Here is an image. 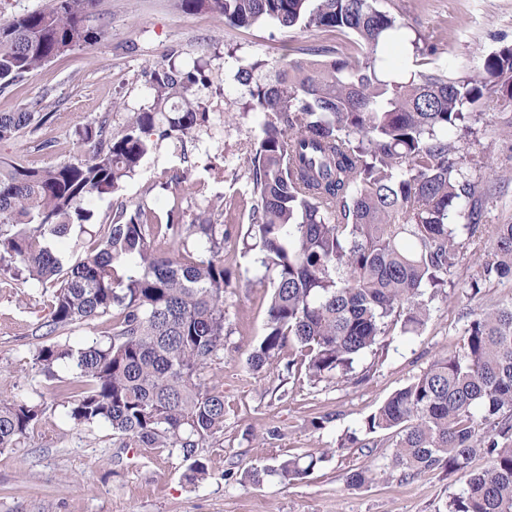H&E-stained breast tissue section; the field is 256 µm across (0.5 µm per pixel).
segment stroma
Masks as SVG:
<instances>
[{
	"label": "stroma",
	"instance_id": "stroma-1",
	"mask_svg": "<svg viewBox=\"0 0 512 512\" xmlns=\"http://www.w3.org/2000/svg\"><path fill=\"white\" fill-rule=\"evenodd\" d=\"M396 16L409 37L435 46L430 59L398 44L386 45L389 68L414 72L425 65L452 76L477 74L486 56L512 45V0H377ZM95 26L101 39L50 62L0 95V112L37 108L47 122L15 140L0 142V157L40 167L74 161L79 130L103 119L121 125L127 113L148 102L144 70L173 46L184 60L206 56L208 87L199 91L211 104L209 120L196 140L159 143L139 170L112 198L93 202L96 223H106L113 206L145 205L164 216L179 199L186 220L220 205L232 240L224 263L232 272L224 292V359L213 371L224 391V441L208 452L210 476L193 485L180 459L154 457L137 448H117L112 430L101 424L79 430L67 419L56 396L40 428L21 448L0 454V512H444L462 488L458 477L440 474L403 479L384 476L360 487L348 486L351 468L383 463L386 434L374 435L367 450L346 445L361 431L364 417L405 386L444 349L454 346L470 315L512 304V282L484 289L468 299L466 269L458 267L447 300H434L431 316L417 334L393 333L378 353H365L354 365L355 380L310 384L288 374L284 364L255 373L246 359L265 334L269 276L245 255L237 240L248 227L250 170L258 117L245 111L242 86L225 76L224 55L278 57L287 48L346 49L344 37L322 30L283 31L270 23L231 28L207 13H187L178 0H100ZM473 132L455 145L462 157L490 159L470 169L483 189L484 221L512 223V128L494 97L483 100ZM184 171L179 195L162 187L169 173ZM41 288L0 281V396L35 398L41 378L24 370L32 351L45 344L35 327L45 314ZM325 417L314 428L312 417ZM320 455L324 461L305 479L284 485L267 478L254 485L238 473L283 455ZM232 478H225V471Z\"/></svg>",
	"mask_w": 512,
	"mask_h": 512
}]
</instances>
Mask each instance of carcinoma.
Here are the masks:
<instances>
[{"mask_svg":"<svg viewBox=\"0 0 512 512\" xmlns=\"http://www.w3.org/2000/svg\"><path fill=\"white\" fill-rule=\"evenodd\" d=\"M179 2L230 27L334 32L353 39L357 52L328 61L303 48L295 59L224 57L248 97L246 111L259 117L248 159L252 243L244 249L274 274L251 371L273 365L286 348L295 355L288 371L312 383L348 379L360 355L397 328L417 332L430 302L448 299V276L469 248L478 257L468 268V298L512 280V223H483L481 187L448 138L478 116L489 92L512 112V47L488 55L477 77L428 70L387 79L382 49L403 24L375 0ZM98 4L42 0L0 20V93L95 44ZM180 55L172 47L149 68V102L122 126L79 130L80 159L44 167L0 160V271L51 288L48 316L37 325L43 335L99 330L77 347L42 344L29 358V371L55 383L74 426L106 424L122 448L175 455L196 484L209 477L207 449L224 436V391L204 379L224 353V225L204 213L186 225L177 206L155 224L145 206L121 207L81 261L66 268L53 249L74 227L94 223L90 202L112 197L159 142L191 140L208 122L209 104L195 93L210 81L207 64ZM269 66L270 81L262 77ZM47 119L0 112V141ZM46 410L42 400L0 398V453L25 443ZM361 430L391 432L392 451L379 469H350L348 485L438 471L464 482L446 512H512V306L474 315L460 343L392 393ZM477 458L484 467L473 468ZM322 461L288 456L240 476L292 485Z\"/></svg>","mask_w":512,"mask_h":512,"instance_id":"cac0c4a2","label":"carcinoma"}]
</instances>
